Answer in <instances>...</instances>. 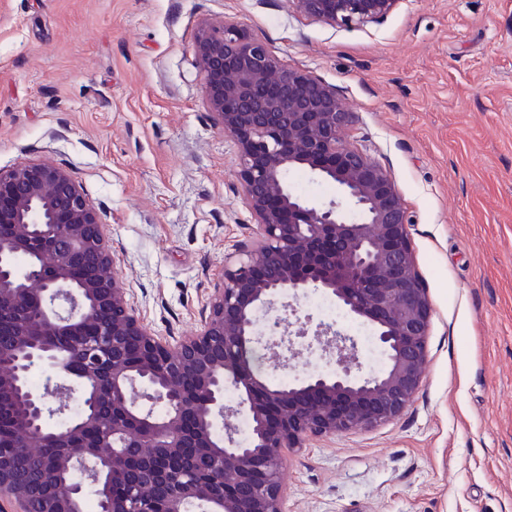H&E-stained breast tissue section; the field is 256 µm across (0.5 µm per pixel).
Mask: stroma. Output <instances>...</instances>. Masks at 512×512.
<instances>
[{
  "label": "stroma",
  "instance_id": "obj_1",
  "mask_svg": "<svg viewBox=\"0 0 512 512\" xmlns=\"http://www.w3.org/2000/svg\"><path fill=\"white\" fill-rule=\"evenodd\" d=\"M228 19L355 113L432 307L408 408L286 454L284 512H512V0H404L350 28L292 0H0V167L68 170L136 315L192 335L255 222L195 62Z\"/></svg>",
  "mask_w": 512,
  "mask_h": 512
}]
</instances>
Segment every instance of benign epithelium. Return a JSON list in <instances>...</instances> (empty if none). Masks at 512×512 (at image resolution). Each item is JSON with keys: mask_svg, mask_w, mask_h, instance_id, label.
<instances>
[{"mask_svg": "<svg viewBox=\"0 0 512 512\" xmlns=\"http://www.w3.org/2000/svg\"><path fill=\"white\" fill-rule=\"evenodd\" d=\"M405 0H293L337 27L380 23ZM196 64L205 101L238 146V176L255 217L251 239L228 257L209 313L176 343L158 336L126 298L105 223L65 169L21 161L0 168V424L16 455L0 453V512H80L88 486L101 512H281L285 449L398 418L422 379L432 308L415 267L407 209L389 172L344 140L353 124L336 88L282 64L233 21L201 29ZM331 182L342 202L316 204L286 176ZM321 290L366 322L388 365L353 374L357 343L333 326L257 312ZM336 346L337 369L282 381L256 365L259 345L288 361ZM41 365L56 378L27 386ZM237 407L224 403L227 388ZM75 396L80 413L47 419ZM249 414L251 439L215 432L217 418ZM37 464L23 481L15 456ZM124 472L119 498L112 474Z\"/></svg>", "mask_w": 512, "mask_h": 512, "instance_id": "benign-epithelium-1", "label": "benign epithelium"}]
</instances>
